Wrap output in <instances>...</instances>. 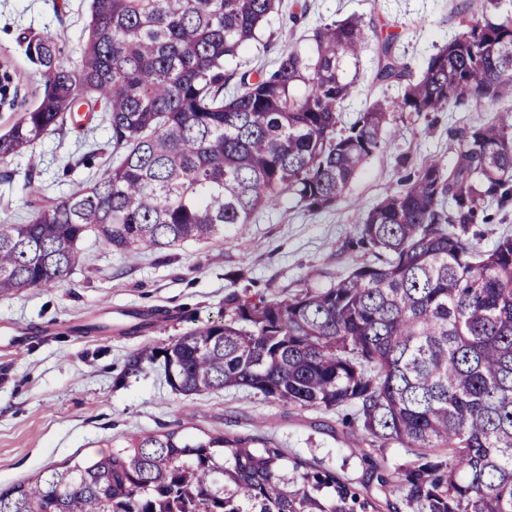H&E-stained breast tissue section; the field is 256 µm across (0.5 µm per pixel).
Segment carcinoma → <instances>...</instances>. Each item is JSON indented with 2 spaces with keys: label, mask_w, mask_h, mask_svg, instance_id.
Returning a JSON list of instances; mask_svg holds the SVG:
<instances>
[{
  "label": "carcinoma",
  "mask_w": 512,
  "mask_h": 512,
  "mask_svg": "<svg viewBox=\"0 0 512 512\" xmlns=\"http://www.w3.org/2000/svg\"><path fill=\"white\" fill-rule=\"evenodd\" d=\"M281 0H92L81 59L25 38L44 93L0 133V160L84 105L101 106L112 166L25 224L0 225V296L65 278L89 233L122 253L208 242L288 194L334 205L380 148L392 112L512 100V12L471 19L418 78L381 43L373 82L402 86L347 127L366 40L360 18L317 25L308 49L228 87L226 61ZM17 88L0 73V104ZM512 201V108L458 134L453 165L425 162L356 227L376 250L328 288L282 299L232 292L225 320L160 350L172 390L245 391L282 405L357 409L377 448L415 455L388 468L362 453L379 500L253 436H130L116 449L41 470L0 491V512H512V234L480 251L455 225Z\"/></svg>",
  "instance_id": "cac0c4a2"
}]
</instances>
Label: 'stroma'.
<instances>
[{"label": "stroma", "instance_id": "1", "mask_svg": "<svg viewBox=\"0 0 512 512\" xmlns=\"http://www.w3.org/2000/svg\"><path fill=\"white\" fill-rule=\"evenodd\" d=\"M486 0H282L239 57L234 75L272 68L293 45L307 47L319 22L352 15L367 24L360 81L344 121L375 100L400 94L373 81L378 44L395 51L412 74L461 31V17L480 18ZM90 0H0V71L8 70L25 106L38 105L43 79L24 53V36L53 37L78 62L88 36ZM496 107L465 104L452 112H395L397 136L383 142L338 204L308 210L285 196L224 240L186 242L129 258L95 235L78 245L75 266L51 288L0 297V489L73 457L109 451L144 431L179 428L192 413L197 432L269 438L289 457L344 475L362 487L366 475L360 424L337 410L288 407L259 395L219 391L187 397L171 389L161 363L128 365L144 346H160L224 322V300L237 292L268 299L330 287L370 253L356 242L362 212L403 188L426 160L456 158L455 132L491 120ZM101 115L75 117L33 148L0 160V224H24L28 188L58 199L112 162ZM512 234V202L478 213L465 235L480 250Z\"/></svg>", "mask_w": 512, "mask_h": 512}]
</instances>
